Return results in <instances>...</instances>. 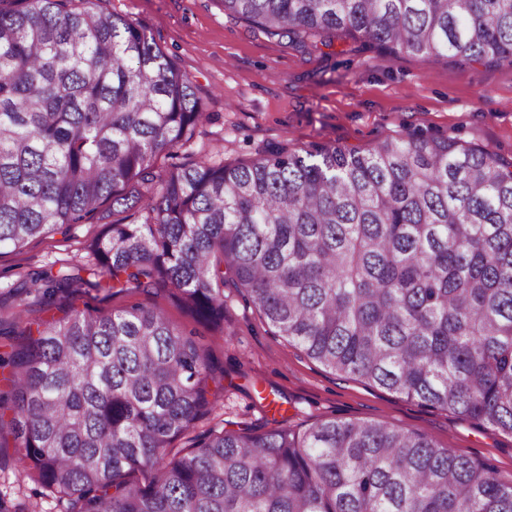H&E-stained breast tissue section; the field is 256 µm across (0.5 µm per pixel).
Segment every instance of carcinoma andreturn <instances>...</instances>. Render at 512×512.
Instances as JSON below:
<instances>
[{"label": "carcinoma", "instance_id": "obj_1", "mask_svg": "<svg viewBox=\"0 0 512 512\" xmlns=\"http://www.w3.org/2000/svg\"><path fill=\"white\" fill-rule=\"evenodd\" d=\"M219 2L271 38L512 64V0ZM206 118L135 20L92 0H0V249L120 214L84 246L108 277L95 286H169L222 334L230 282L334 374L512 435V163L409 136L269 144L158 176ZM81 281L43 270L31 287ZM20 335L0 357V434L70 512H512V482L379 423L210 428L166 463L220 386L194 339L143 305L72 301Z\"/></svg>", "mask_w": 512, "mask_h": 512}]
</instances>
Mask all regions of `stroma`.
<instances>
[{
  "label": "stroma",
  "mask_w": 512,
  "mask_h": 512,
  "mask_svg": "<svg viewBox=\"0 0 512 512\" xmlns=\"http://www.w3.org/2000/svg\"><path fill=\"white\" fill-rule=\"evenodd\" d=\"M97 7L146 26L157 46L207 96V119L190 148L161 155L157 173L188 152L237 162L269 144L298 150L327 143L362 151L388 136L421 134L478 146L512 161V64L464 65L420 55H388L354 39L331 46L267 37L225 14L217 0H94ZM102 225H75L23 251H0V321L21 326L51 319L56 300L30 286L33 272L82 254ZM134 303L159 307L192 331L207 351L222 388L194 432L211 427L265 432L343 419L413 429L456 454L486 463L512 481V435L476 425L453 412L424 406L357 378H341L278 336L233 285L224 288V332L197 322L173 291L122 292L91 307L104 312ZM172 444L186 453L193 434ZM0 502L8 512H67L30 476L14 438L0 449Z\"/></svg>",
  "instance_id": "stroma-1"
}]
</instances>
